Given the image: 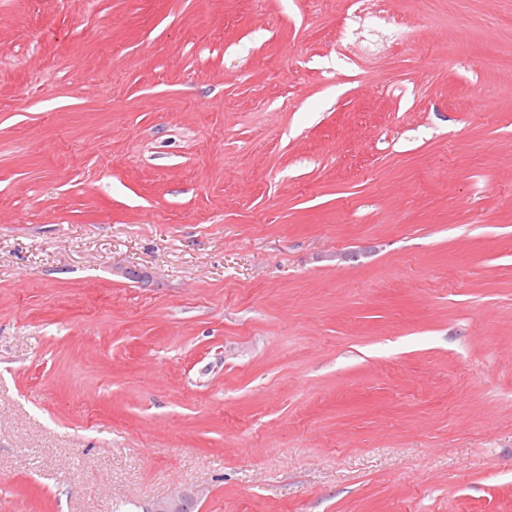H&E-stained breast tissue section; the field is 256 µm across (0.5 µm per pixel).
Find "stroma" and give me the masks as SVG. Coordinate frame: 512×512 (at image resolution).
Returning a JSON list of instances; mask_svg holds the SVG:
<instances>
[{
  "mask_svg": "<svg viewBox=\"0 0 512 512\" xmlns=\"http://www.w3.org/2000/svg\"><path fill=\"white\" fill-rule=\"evenodd\" d=\"M364 2L0 0V512H512V0ZM199 492L195 489L185 488L177 491L171 497L155 503L153 512H182L186 504L197 500ZM194 504H188L184 512H192Z\"/></svg>",
  "mask_w": 512,
  "mask_h": 512,
  "instance_id": "stroma-1",
  "label": "stroma"
}]
</instances>
